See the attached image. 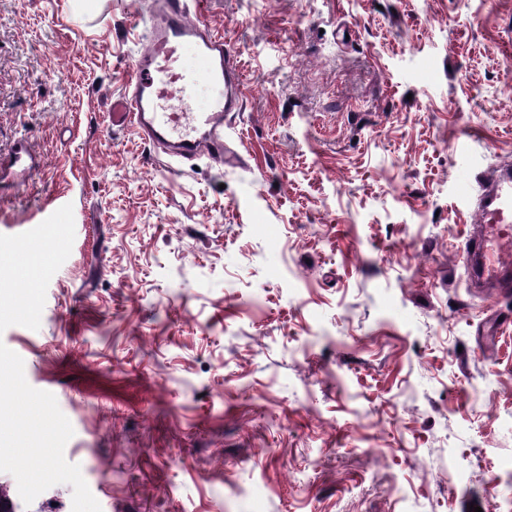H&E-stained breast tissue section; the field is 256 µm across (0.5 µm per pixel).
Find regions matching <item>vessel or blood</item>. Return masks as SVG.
Instances as JSON below:
<instances>
[{"label": "vessel or blood", "instance_id": "b4317fda", "mask_svg": "<svg viewBox=\"0 0 512 512\" xmlns=\"http://www.w3.org/2000/svg\"><path fill=\"white\" fill-rule=\"evenodd\" d=\"M194 45L200 67L186 70L182 49ZM223 87L224 97L211 110L199 112L190 102L200 82ZM240 70L221 36L208 24L189 16L188 0H163L150 21V41L138 54L128 77L125 96L114 100L112 124H133L153 141L168 145L175 155L193 157L207 152L233 162L224 146V115L241 106ZM33 166L27 140H19L0 172L25 171ZM479 230L466 241V256L478 280L492 284L501 294L512 293V266L498 257L504 241L512 239V170L490 176L480 198Z\"/></svg>", "mask_w": 512, "mask_h": 512}]
</instances>
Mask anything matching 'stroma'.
Returning <instances> with one entry per match:
<instances>
[{"instance_id": "obj_1", "label": "stroma", "mask_w": 512, "mask_h": 512, "mask_svg": "<svg viewBox=\"0 0 512 512\" xmlns=\"http://www.w3.org/2000/svg\"><path fill=\"white\" fill-rule=\"evenodd\" d=\"M129 3L0 0V158L38 160L0 175V494L512 512V298L463 252L512 167V0H193L242 74L224 167L112 125ZM33 166V158L30 152L28 141L21 138L13 152L11 153L8 161L7 168L13 171H25L30 170Z\"/></svg>"}]
</instances>
